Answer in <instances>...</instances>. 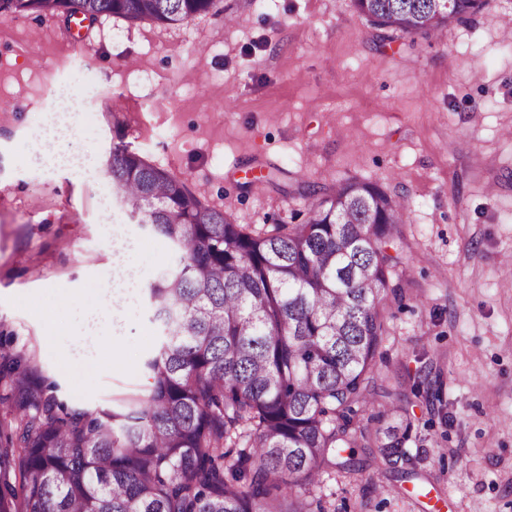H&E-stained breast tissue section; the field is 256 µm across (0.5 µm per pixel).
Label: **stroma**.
Segmentation results:
<instances>
[{
  "mask_svg": "<svg viewBox=\"0 0 512 512\" xmlns=\"http://www.w3.org/2000/svg\"><path fill=\"white\" fill-rule=\"evenodd\" d=\"M508 17L512 0H484L438 41L384 36L351 0H216L182 25L103 16L78 37L61 16L0 19V354L39 364L69 407L144 393L160 336L145 298L125 317L120 361L91 376L71 363L87 289L109 293L113 236L139 242L142 282L172 259L112 200L116 142L237 224L303 223L298 178L368 180L410 207L403 295L373 369L386 394L358 424H391L386 395H405L410 458L393 469L371 449L361 477L327 480L328 512H512ZM61 89L84 102L68 146L95 166L80 176L27 156Z\"/></svg>",
  "mask_w": 512,
  "mask_h": 512,
  "instance_id": "35a3bbf8",
  "label": "stroma"
}]
</instances>
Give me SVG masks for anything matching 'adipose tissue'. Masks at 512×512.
<instances>
[{"instance_id":"adipose-tissue-1","label":"adipose tissue","mask_w":512,"mask_h":512,"mask_svg":"<svg viewBox=\"0 0 512 512\" xmlns=\"http://www.w3.org/2000/svg\"><path fill=\"white\" fill-rule=\"evenodd\" d=\"M80 108L79 100L66 93L61 95L55 112L50 114L45 128L31 143L29 161L33 166L73 173L82 172L90 166L91 160L85 153L65 147L71 138ZM138 249L135 240L122 235L113 237L109 299L88 307L86 340H93L103 331L110 335L121 334V313L133 305L139 288V274L135 264Z\"/></svg>"}]
</instances>
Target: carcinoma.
<instances>
[{"mask_svg": "<svg viewBox=\"0 0 512 512\" xmlns=\"http://www.w3.org/2000/svg\"><path fill=\"white\" fill-rule=\"evenodd\" d=\"M484 0H353L375 28L438 39ZM214 0H0V18L47 14L183 24ZM112 198L174 254L145 286L161 341L146 392L120 412L60 403L35 364L0 356L14 428L0 427V512H327L323 478L362 473L358 440L405 459L398 423L357 433L388 335L408 197L346 179L302 224H235L128 145ZM23 490L17 496L13 480Z\"/></svg>", "mask_w": 512, "mask_h": 512, "instance_id": "1", "label": "carcinoma"}]
</instances>
